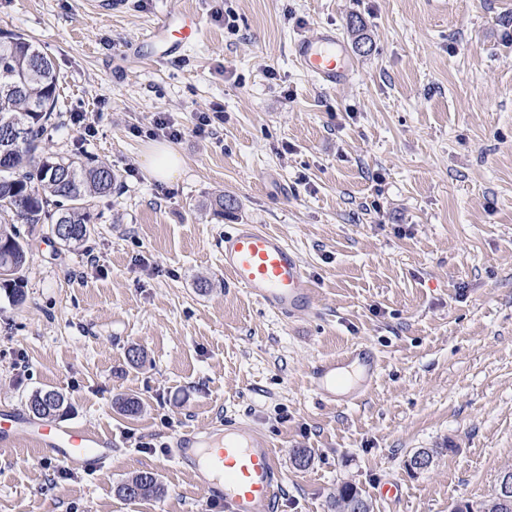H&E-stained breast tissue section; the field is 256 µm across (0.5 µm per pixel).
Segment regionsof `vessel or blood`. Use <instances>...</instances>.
I'll return each instance as SVG.
<instances>
[{
  "instance_id": "b4317fda",
  "label": "vessel or blood",
  "mask_w": 512,
  "mask_h": 512,
  "mask_svg": "<svg viewBox=\"0 0 512 512\" xmlns=\"http://www.w3.org/2000/svg\"><path fill=\"white\" fill-rule=\"evenodd\" d=\"M201 35V17L170 0L161 20L140 35L138 44H162L152 60L176 57ZM297 66L313 82L333 89L347 83L354 60L335 30L325 28L295 39ZM228 283L243 288L262 305L285 319L313 313L312 281L298 250L286 239L258 224H237L219 244ZM380 362L370 349L354 347L319 361L310 371L308 387L325 403L343 405L366 393ZM33 446L37 455L55 464L103 472L117 455L111 437L78 424L35 422L11 411L0 412V447ZM168 460L190 472L206 503L224 512H275L288 474L273 445L250 423L225 420L207 430L184 428L166 443Z\"/></svg>"
}]
</instances>
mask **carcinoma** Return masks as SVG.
Here are the masks:
<instances>
[{"label":"carcinoma","instance_id":"obj_1","mask_svg":"<svg viewBox=\"0 0 512 512\" xmlns=\"http://www.w3.org/2000/svg\"><path fill=\"white\" fill-rule=\"evenodd\" d=\"M59 100V76L52 61L23 35L0 30V268H12L0 278V289L15 303L24 299L22 270L27 250L15 225L49 224L69 238L70 248L90 236L89 199L112 191L117 176L100 162L55 160L39 154ZM45 399V419L63 415L67 405L58 391L37 392L32 402ZM160 491L156 476L141 472L118 492L129 499ZM334 512H371V504L350 485L332 501Z\"/></svg>","mask_w":512,"mask_h":512}]
</instances>
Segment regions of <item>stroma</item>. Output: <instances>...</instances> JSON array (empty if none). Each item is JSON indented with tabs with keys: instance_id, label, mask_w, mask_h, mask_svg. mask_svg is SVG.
Wrapping results in <instances>:
<instances>
[{
	"instance_id": "stroma-1",
	"label": "stroma",
	"mask_w": 512,
	"mask_h": 512,
	"mask_svg": "<svg viewBox=\"0 0 512 512\" xmlns=\"http://www.w3.org/2000/svg\"><path fill=\"white\" fill-rule=\"evenodd\" d=\"M166 2L103 16L95 0H0V29L60 77L43 153L118 177L80 246L19 225L25 300L0 290V410L60 391L62 422L111 436L118 460L89 475L24 446L0 453V512H224L163 445L227 418L266 433L286 466L277 512H331L345 484L373 512L487 498L512 470V0H182L201 40L155 65L133 44ZM325 27L355 63L333 90L291 57ZM160 113L182 131L168 183L142 164L166 141L151 132ZM240 223L300 252L313 315L283 320L226 284L218 242ZM359 345L380 359L374 383L355 404L320 402L311 366ZM126 397L140 414L120 411ZM424 448L433 464L410 473ZM143 471L160 493L123 497ZM388 480L398 501L376 494Z\"/></svg>"
}]
</instances>
